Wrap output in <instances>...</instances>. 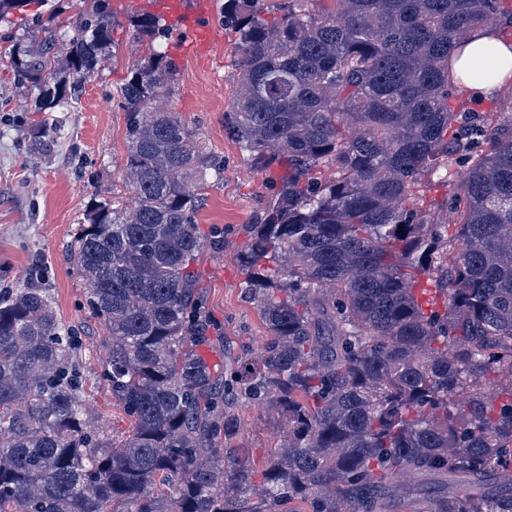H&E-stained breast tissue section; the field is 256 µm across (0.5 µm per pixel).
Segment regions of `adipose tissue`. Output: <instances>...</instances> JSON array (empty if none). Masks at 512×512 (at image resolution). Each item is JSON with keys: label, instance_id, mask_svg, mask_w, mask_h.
Instances as JSON below:
<instances>
[{"label": "adipose tissue", "instance_id": "1", "mask_svg": "<svg viewBox=\"0 0 512 512\" xmlns=\"http://www.w3.org/2000/svg\"><path fill=\"white\" fill-rule=\"evenodd\" d=\"M480 56H489L496 60L497 68L493 77L471 73L472 61ZM449 76L461 82L471 98L484 99L491 94L498 83L512 77V41L498 36L494 27L487 26L471 32L455 51L449 65Z\"/></svg>", "mask_w": 512, "mask_h": 512}]
</instances>
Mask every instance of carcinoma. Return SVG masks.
<instances>
[{
	"instance_id": "1",
	"label": "carcinoma",
	"mask_w": 512,
	"mask_h": 512,
	"mask_svg": "<svg viewBox=\"0 0 512 512\" xmlns=\"http://www.w3.org/2000/svg\"><path fill=\"white\" fill-rule=\"evenodd\" d=\"M498 14L503 0H224L232 133L279 176L238 255L268 336L219 371L197 351L190 264L199 190L224 163L161 106L179 68L156 46L168 28L137 12L148 55L120 89L132 207L95 201L70 244L133 428L115 445L82 408L47 290L0 292V512H512V118L457 109L448 75ZM114 22L91 0L72 35L40 21L16 40L26 108L62 107L110 60ZM56 135L32 139L49 155ZM455 165L445 214L424 219L422 182ZM237 394L288 417L259 479L217 458Z\"/></svg>"
}]
</instances>
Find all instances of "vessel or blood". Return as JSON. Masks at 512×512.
<instances>
[{
  "instance_id": "obj_1",
  "label": "vessel or blood",
  "mask_w": 512,
  "mask_h": 512,
  "mask_svg": "<svg viewBox=\"0 0 512 512\" xmlns=\"http://www.w3.org/2000/svg\"><path fill=\"white\" fill-rule=\"evenodd\" d=\"M212 0H151L152 9L166 21L183 30L188 52L201 54L208 50L219 34L208 24Z\"/></svg>"
}]
</instances>
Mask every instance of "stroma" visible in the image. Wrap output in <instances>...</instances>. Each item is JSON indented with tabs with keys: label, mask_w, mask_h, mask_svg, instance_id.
I'll return each mask as SVG.
<instances>
[{
	"label": "stroma",
	"mask_w": 512,
	"mask_h": 512,
	"mask_svg": "<svg viewBox=\"0 0 512 512\" xmlns=\"http://www.w3.org/2000/svg\"><path fill=\"white\" fill-rule=\"evenodd\" d=\"M87 7L86 0H28L24 10L0 19V288L40 281L52 289L55 313L72 329L88 378L82 403L101 434L118 443L127 438L132 419L98 377L107 333L86 309L87 284L76 273L68 244L93 197H113L123 206L131 197L123 181L125 114L118 91L145 54L133 40L136 10L128 0H109L116 19L114 57L86 77L59 112L25 111L27 91L17 84L9 60L13 40L27 36L33 21L43 18L68 31ZM208 22L221 35L206 53L184 52L173 31L164 44L180 68L169 109L224 163L223 179L208 180L201 192L196 222L206 246L190 266L212 323L200 353L221 367L245 357L266 336L257 309L244 296L237 255L246 242L245 225L266 203L269 174L250 165L225 122L239 72L232 37L223 31L224 0H213ZM48 120L58 135L54 153L44 156L31 148L29 132ZM232 412L237 429L230 447L255 471L265 470L280 445L282 418L243 398L235 399Z\"/></svg>",
	"instance_id": "1"
}]
</instances>
